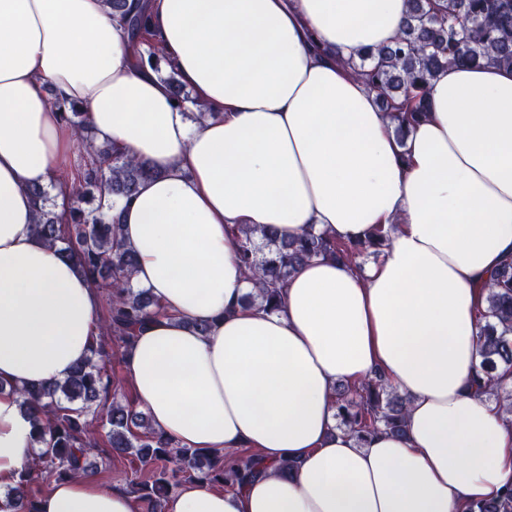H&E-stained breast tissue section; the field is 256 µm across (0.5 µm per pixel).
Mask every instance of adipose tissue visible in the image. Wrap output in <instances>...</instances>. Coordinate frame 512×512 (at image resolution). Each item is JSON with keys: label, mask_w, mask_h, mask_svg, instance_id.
Returning a JSON list of instances; mask_svg holds the SVG:
<instances>
[{"label": "adipose tissue", "mask_w": 512, "mask_h": 512, "mask_svg": "<svg viewBox=\"0 0 512 512\" xmlns=\"http://www.w3.org/2000/svg\"><path fill=\"white\" fill-rule=\"evenodd\" d=\"M128 3L210 118L188 121L104 0H0V493L36 448L18 389L64 381L99 334L98 291L36 233L31 189L60 185L75 145L59 102L156 172L117 206L162 308L122 355L135 403L180 447L267 466L185 482L165 512H469L511 489L512 423L470 380L484 285L512 261V68L440 72L401 142L347 61L390 44L408 0ZM380 224L377 262L316 258L277 311L246 304L233 228L348 242ZM377 374L408 400L406 433L361 443L336 427V387ZM36 507L136 512L90 475Z\"/></svg>", "instance_id": "obj_1"}]
</instances>
